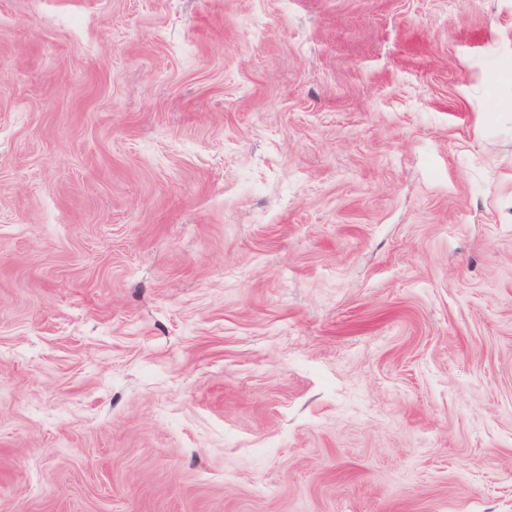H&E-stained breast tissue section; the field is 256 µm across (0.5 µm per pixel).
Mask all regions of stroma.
I'll return each instance as SVG.
<instances>
[{"label": "stroma", "mask_w": 512, "mask_h": 512, "mask_svg": "<svg viewBox=\"0 0 512 512\" xmlns=\"http://www.w3.org/2000/svg\"><path fill=\"white\" fill-rule=\"evenodd\" d=\"M0 512H512V0H0Z\"/></svg>", "instance_id": "stroma-1"}]
</instances>
